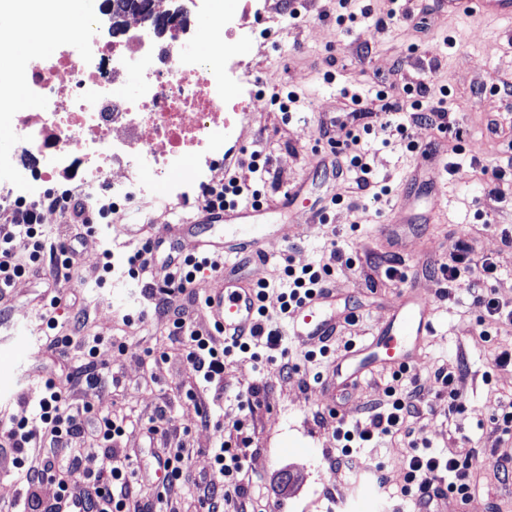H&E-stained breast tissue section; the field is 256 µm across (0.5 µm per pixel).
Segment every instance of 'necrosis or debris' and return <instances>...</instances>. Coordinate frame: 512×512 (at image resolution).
<instances>
[{"label": "necrosis or debris", "mask_w": 512, "mask_h": 512, "mask_svg": "<svg viewBox=\"0 0 512 512\" xmlns=\"http://www.w3.org/2000/svg\"><path fill=\"white\" fill-rule=\"evenodd\" d=\"M201 31L141 28L115 41L99 14L77 17L68 44H92L94 65L61 55L23 62L8 74L26 90V105L0 112V210L16 200L74 187L90 207H136L155 198L158 184L180 198L210 179L232 140L246 101L224 98V84L243 63L216 50L194 51ZM30 170L26 181L15 168Z\"/></svg>", "instance_id": "necrosis-or-debris-1"}]
</instances>
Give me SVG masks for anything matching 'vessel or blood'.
Wrapping results in <instances>:
<instances>
[{
	"label": "vessel or blood",
	"mask_w": 512,
	"mask_h": 512,
	"mask_svg": "<svg viewBox=\"0 0 512 512\" xmlns=\"http://www.w3.org/2000/svg\"><path fill=\"white\" fill-rule=\"evenodd\" d=\"M450 14L478 12L501 17L512 16V0H448ZM249 208L233 207L205 213L202 219L187 225L188 234L196 238L194 249L221 257L215 269L221 285L209 289L204 297V309L214 327L224 337L256 327L257 300L255 281L242 272V254L265 260L261 246L266 237L265 226L249 222ZM226 227L223 240L210 238L215 225ZM334 296L317 293L304 300L290 313L285 325L286 335L314 346L336 332V317L331 314ZM432 299L415 288L402 291L399 304L389 319L376 325L371 336L359 344L347 347L335 357L324 384L331 389L350 388L370 373L375 365L393 369L409 366L418 346L433 334Z\"/></svg>",
	"instance_id": "obj_1"
}]
</instances>
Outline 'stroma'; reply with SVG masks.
Instances as JSON below:
<instances>
[{
	"label": "stroma",
	"mask_w": 512,
	"mask_h": 512,
	"mask_svg": "<svg viewBox=\"0 0 512 512\" xmlns=\"http://www.w3.org/2000/svg\"><path fill=\"white\" fill-rule=\"evenodd\" d=\"M373 15L405 9L412 18L375 28L367 20L337 26L338 0H303L299 19L273 22L269 39L246 36L226 38L222 47L245 61L249 74L242 82L228 83L224 97L238 99L243 88L257 90L241 127L240 148L229 153L225 168L239 180L260 190L268 203H276L289 186L304 190L297 200L301 235L286 240L277 229L287 215L264 216L268 230L264 248L267 262L254 265L258 280H274L284 261L295 266H318L332 247L342 249L354 261L352 268L337 267L332 288L337 306L356 309L354 324H337L331 340L333 355L345 342L365 340L371 329L384 322L405 285H413L434 302V335L427 340L412 368L423 389V412L413 420L412 436L426 439L432 451L443 457L464 455L478 448L474 460L477 487L469 500V512H512V478H495L492 467L497 434L492 416L499 400L512 398V370H493L498 348L512 346V334L500 333L483 340L490 320L477 299L479 289H499L512 298V247L502 242L512 231V181L501 180L503 193L491 199L488 190L492 168L512 159V19L473 13L449 14L446 0H363ZM427 84L430 100L446 99L451 128L439 133L425 125L410 129L419 144L438 142L439 155L458 166L456 173L442 166L418 169L417 154L399 142H385L382 132L363 135L370 177L391 186L394 197L406 200L413 223L401 225L397 236L385 240L376 231L384 223L388 204L367 199L357 207L332 209L326 224L310 222V210L328 204L331 197L354 195V179L337 180L320 164L327 144L322 125L349 123L344 87L362 96L380 84L401 92L403 86ZM297 91L301 100L290 112H280L270 102L282 89ZM497 120L502 129L491 133L488 123ZM261 152L268 173L258 176L248 167L251 152ZM488 168L474 172L472 158ZM431 180L442 204L430 209L420 183ZM198 207L196 200H149L119 214L94 215V235L77 242L82 264L56 290L61 298L59 320L72 331L71 298H78L90 334L101 337L97 359L118 365L117 384L107 387L76 386L69 393L76 402L112 411L138 423L121 441V453L138 466L143 494L157 512H199L198 492L212 475L209 450L217 437L248 457L252 480L249 500L266 499L271 512H406V503L388 498L370 476L371 464L383 463L391 475H399L410 452L407 442L381 439L377 446L361 449L360 469L337 474L331 461L337 453L336 421L321 401L317 373L325 365L305 362L302 347L289 337L277 346H260L261 360L235 356L224 367L220 386L202 381L193 372L179 344L168 338L164 317L146 311V287L165 286L170 273L155 263L136 281L123 272L124 254L145 238L169 237L170 227ZM470 237L476 261L460 288L449 298L438 295L441 287L436 265L448 257L455 241ZM111 252L113 270L98 277L104 252ZM396 254L402 260L405 279L388 278L372 263L373 255ZM490 260L495 278L483 277L479 263ZM44 290L42 279L17 280L6 298L0 299V409L29 415L43 394V382L61 375L65 358H76L83 337L74 333L67 357L44 350L43 327L37 318ZM142 315V323L124 326L122 315ZM124 353H117V344ZM161 355L158 364L145 360L146 351ZM287 356L291 368L281 373L276 363ZM464 361L466 377L457 384L456 398L437 381L440 366ZM391 381L390 371L378 368L359 386L345 392V416L355 422L365 406L378 402ZM197 401H190L188 391ZM256 394L252 408L241 405ZM219 419L224 429L200 427L197 409ZM151 423L160 436L150 441L142 427ZM181 448L188 456L190 483L156 489L157 466L152 448Z\"/></svg>",
	"instance_id": "obj_1"
}]
</instances>
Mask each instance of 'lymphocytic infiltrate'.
I'll use <instances>...</instances> for the list:
<instances>
[{
    "label": "lymphocytic infiltrate",
    "mask_w": 512,
    "mask_h": 512,
    "mask_svg": "<svg viewBox=\"0 0 512 512\" xmlns=\"http://www.w3.org/2000/svg\"><path fill=\"white\" fill-rule=\"evenodd\" d=\"M425 86H407L402 96L389 90L375 93L380 107L368 112L359 94H351L350 115L363 120L372 116V124L361 130H346L342 141L340 162L333 164L336 173L346 171L355 175L356 186L362 196L381 200L389 195V186L370 180L368 158L360 148L362 133L379 128L405 141L407 151H415V142L409 141V125L426 123L436 130L449 126L448 108L444 102L433 103L425 98ZM259 192L249 191L234 172H225L221 178L205 186L199 205L203 210H223L227 205L247 203L260 205ZM42 201L20 200L12 210L0 213V289L9 290L19 279L47 272L50 282L68 279L79 267V254L73 245L48 246L47 235L41 224ZM25 235L28 252L18 256L13 241L16 235ZM50 257V265H43V257ZM343 255L334 249L318 267L285 265L279 274L287 287L278 292L280 314H287L308 295L329 290V278ZM171 269L168 286L160 311L168 322L169 335L179 343L193 371L211 384L224 376L227 358L249 353L262 339H274L269 328L266 301L273 286L262 280L256 285L260 301L259 327L250 335L218 343L212 332L199 329L191 319L184 301L198 273L217 267L218 262L194 254L167 255ZM99 336L87 337L80 365L68 372L64 381L45 379L39 410L33 417L10 416L0 420V453L8 455L13 483L22 486L21 512H153L150 501L144 500L135 486L137 472L127 458L122 457L117 443L126 434L125 419L112 414L97 413L90 403L71 402L67 387L77 381L96 385L112 381L113 370L101 367L97 360ZM384 400L371 406L365 423L350 426L337 424L335 434L341 448L335 458L337 468L355 470L358 458L354 444L372 441L378 436H409V424L420 414L422 387L417 378L408 377L406 370L392 372ZM102 452L99 466H91V448ZM211 453L214 475L203 489L202 503L206 512H224L225 506L244 498L248 484L246 456L241 449L219 442ZM475 471L470 456L445 458L429 451L412 450L401 475L399 491L402 496L416 501L420 512H434L438 501L471 497ZM51 483L55 491L51 500H44L37 489L42 483Z\"/></svg>",
    "instance_id": "lymphocytic-infiltrate-1"
}]
</instances>
